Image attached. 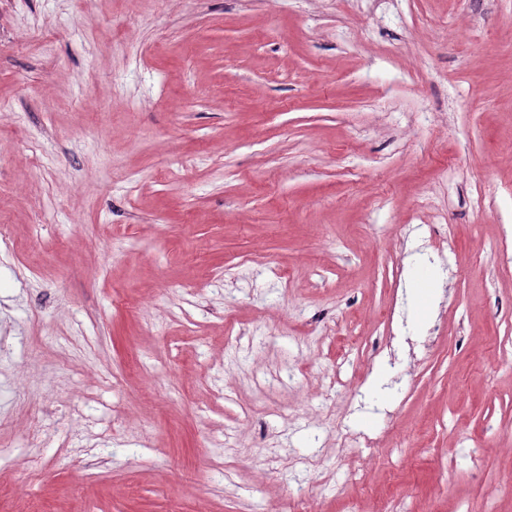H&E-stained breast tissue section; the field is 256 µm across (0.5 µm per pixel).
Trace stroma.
<instances>
[{"mask_svg": "<svg viewBox=\"0 0 512 512\" xmlns=\"http://www.w3.org/2000/svg\"><path fill=\"white\" fill-rule=\"evenodd\" d=\"M2 224L0 512H512V0H0Z\"/></svg>", "mask_w": 512, "mask_h": 512, "instance_id": "stroma-1", "label": "stroma"}]
</instances>
